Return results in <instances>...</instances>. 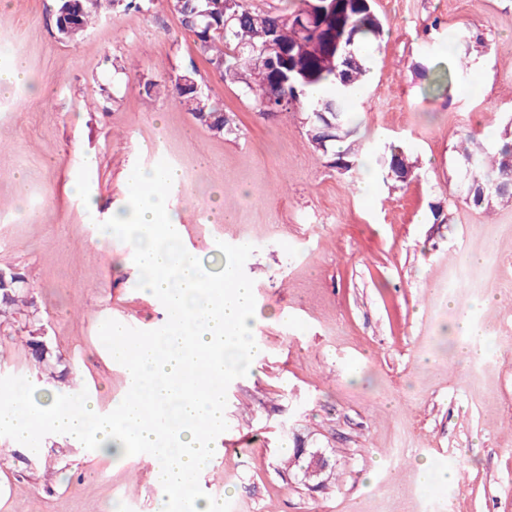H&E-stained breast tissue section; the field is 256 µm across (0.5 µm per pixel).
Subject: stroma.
<instances>
[{
    "mask_svg": "<svg viewBox=\"0 0 512 512\" xmlns=\"http://www.w3.org/2000/svg\"><path fill=\"white\" fill-rule=\"evenodd\" d=\"M373 6L385 35L368 55L356 137L369 164L393 142L420 176L378 167L366 196L363 173L339 174L314 151L300 113L260 114L220 80L164 0L76 41L60 40L55 0H0V67L18 57L28 72L0 95V269L21 273L36 301L0 320V391L30 386L41 405L92 393L106 414L120 402L113 325L154 335L167 317L120 265L129 237L106 230L105 213L133 171L174 167L189 188L168 201L182 237L210 265L237 253L262 352L224 381V444L194 496L220 512H512V201L484 211L459 191L462 134L497 141L512 120V0ZM452 32L480 34L486 49L439 93L431 73ZM192 67L232 133L148 92ZM438 205L447 223H435ZM464 318L485 336L476 376L468 339L448 331ZM35 328L59 358L51 367L19 342ZM0 448V512H159L165 497L134 450L94 458L50 431L34 450L0 431ZM298 448L329 458L322 486L288 476ZM424 464L457 482H423Z\"/></svg>",
    "mask_w": 512,
    "mask_h": 512,
    "instance_id": "1",
    "label": "stroma"
}]
</instances>
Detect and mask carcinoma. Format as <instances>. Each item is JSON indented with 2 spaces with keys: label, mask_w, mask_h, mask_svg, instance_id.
<instances>
[{
  "label": "carcinoma",
  "mask_w": 512,
  "mask_h": 512,
  "mask_svg": "<svg viewBox=\"0 0 512 512\" xmlns=\"http://www.w3.org/2000/svg\"><path fill=\"white\" fill-rule=\"evenodd\" d=\"M157 0H82L81 24L89 29L104 14L115 10L151 12ZM317 5L323 22L335 23L334 15L343 11L350 27L339 49L322 42L317 30L303 31L301 17L309 3ZM168 10L182 18L194 10H205V0H168ZM276 35V45L268 43L269 34ZM384 27L373 10L372 0H298L282 13L256 11L241 0L224 12V32L200 38L197 49L218 71L224 82L242 84L243 93L253 98L257 109L265 114L289 110L280 98H299L295 110L304 115L307 134L314 149L331 161V167L351 174L364 164L362 148L354 144L355 116L346 108L363 90L367 76V57L360 47L380 46ZM484 44L482 38L470 40L466 34L448 38V64L461 60L459 50ZM172 97L185 105L194 118L208 129L230 132L229 120L209 91L196 92L174 85ZM402 157L400 165L408 179L419 177L417 167L391 148L384 154L387 171H392L393 159ZM512 156L507 143L492 148L475 132L462 139L465 191L481 195L480 207L488 210L496 200L512 197V168L506 163ZM18 303L33 304L28 292L13 280L0 284V307Z\"/></svg>",
  "instance_id": "cac0c4a2"
}]
</instances>
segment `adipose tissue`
Wrapping results in <instances>:
<instances>
[{"label":"adipose tissue","instance_id":"obj_1","mask_svg":"<svg viewBox=\"0 0 512 512\" xmlns=\"http://www.w3.org/2000/svg\"><path fill=\"white\" fill-rule=\"evenodd\" d=\"M185 191L176 169L139 171L130 181L128 210L111 217L112 225L134 227L126 260L164 302L168 318L161 335L126 340L113 351L129 399L103 417L90 395L58 399L46 410L27 392H1L0 430L29 443L46 428L95 456L140 449L169 502L216 512L193 498V478L221 445L216 431L224 425L225 376L241 363L256 365L261 353L253 340L251 282L233 261L212 270L180 246V220L166 201Z\"/></svg>","mask_w":512,"mask_h":512}]
</instances>
